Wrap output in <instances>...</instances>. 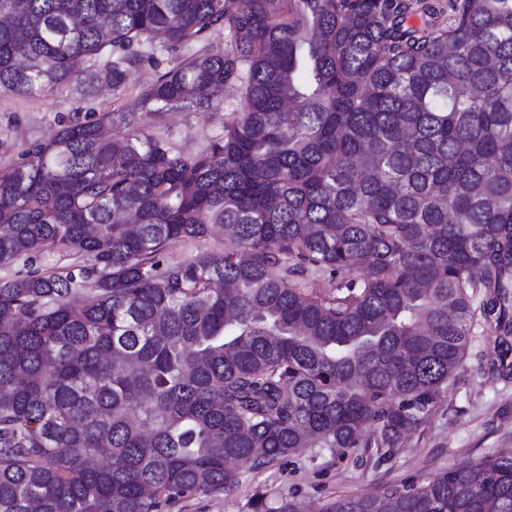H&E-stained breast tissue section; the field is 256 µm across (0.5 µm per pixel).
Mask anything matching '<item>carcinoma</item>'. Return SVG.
Instances as JSON below:
<instances>
[{"label":"carcinoma","mask_w":512,"mask_h":512,"mask_svg":"<svg viewBox=\"0 0 512 512\" xmlns=\"http://www.w3.org/2000/svg\"><path fill=\"white\" fill-rule=\"evenodd\" d=\"M439 2L0 0V93L119 91L156 37L220 30L143 108L242 93L197 155L113 112L0 169V265H29L0 279V512H168L298 448L391 455L477 329L508 345L512 0ZM217 224L224 253L163 258ZM315 512H512V457ZM80 264H83V258L79 255L71 254L61 256L57 252H46L42 255L41 259L36 262L35 267L66 273L68 270L78 268L75 266Z\"/></svg>","instance_id":"obj_1"}]
</instances>
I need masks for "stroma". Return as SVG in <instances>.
I'll use <instances>...</instances> for the list:
<instances>
[{"mask_svg":"<svg viewBox=\"0 0 512 512\" xmlns=\"http://www.w3.org/2000/svg\"><path fill=\"white\" fill-rule=\"evenodd\" d=\"M201 50L198 44L169 52L144 49L119 92L98 88L84 95L66 85L34 97L0 94V167L21 163L32 146L64 126L109 112L138 113L140 124L152 134L177 143L185 153H201L223 135L225 123L240 106L238 94L224 96L207 112L139 110L141 95L160 73ZM504 361L512 362V350L492 336L473 337L437 411L392 456H381L373 448L348 455L330 448H301L271 467L243 471L233 491L182 503L175 512H251L249 502L259 491L273 503H320L408 484L472 458L512 454V372L501 370Z\"/></svg>","mask_w":512,"mask_h":512,"instance_id":"stroma-1","label":"stroma"}]
</instances>
